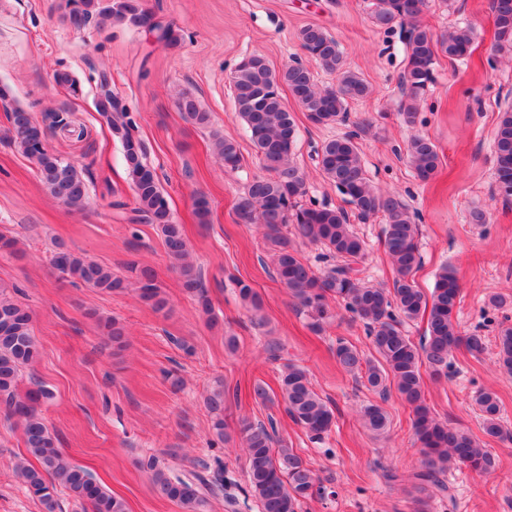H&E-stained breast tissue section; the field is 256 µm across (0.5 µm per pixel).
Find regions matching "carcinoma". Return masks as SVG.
<instances>
[{"instance_id":"obj_1","label":"carcinoma","mask_w":512,"mask_h":512,"mask_svg":"<svg viewBox=\"0 0 512 512\" xmlns=\"http://www.w3.org/2000/svg\"><path fill=\"white\" fill-rule=\"evenodd\" d=\"M371 2V19L377 27L388 32L398 25L407 33L399 112L404 123L413 126L438 59L442 56L453 62L467 59L474 32L469 27H457L440 35L434 33L420 21L427 0ZM490 9L496 51L512 50V0H491ZM63 18L79 31L92 23L107 22L137 29L150 22L153 14L143 8L141 0H64ZM153 30L158 42L165 46L180 45L182 35L173 24L157 22ZM298 40L306 56L325 71L336 74V86H318L312 72L299 60L277 71L259 53L242 57L232 71L230 89L235 110L266 171L247 185L236 207L237 223L260 224L265 228L275 278L307 310L314 331H322L333 318L330 306L333 300L342 301L353 320L362 323L379 359L364 357L356 345L339 338L334 350L336 361L347 373L362 379L365 387L380 399H386L394 389L412 407V428L423 456L422 468L414 473L416 512H431L432 499L452 498L446 481L448 470L464 466L489 473L495 470L496 459L469 432L452 428L432 414L425 399L423 372H428L435 381L448 378L452 353L463 346L473 354H481L485 340L477 334L463 336L458 330L461 288L453 270L442 267L428 294L416 284L413 274L421 265L419 225L402 200L372 185L357 142L359 132L328 139L317 153L324 177L346 197L353 213L328 205L301 204L306 185L293 158L297 124L280 88H288L310 122L327 126L347 120L349 102L368 97L371 87L359 73L346 66L339 41L324 27L307 24L299 30ZM96 90L97 98L109 104L99 114L124 149L126 171L136 200L128 221L156 226L168 256L178 267L182 288L196 298L204 313H209L210 299L202 274L185 263L187 239L181 226L173 222L157 173L145 162L143 143L133 134L134 120L127 106L112 92L107 71L97 73ZM178 108L193 124L200 127L210 124V114L200 108L193 96L182 95ZM6 119L4 140L35 163L47 192L67 206H83L88 197L85 179L72 162L43 144L48 131L69 126V113L50 112L39 122L30 112L12 109L6 111ZM213 146L224 169L239 168L242 154L235 140L217 136ZM407 159L422 183L432 180L441 165L437 145L418 134L409 140ZM494 177L499 194L511 199L512 106L500 112L496 125ZM378 214L386 220L383 246L396 272L391 289L370 285L361 277L359 264L366 245L350 222L352 215L367 220ZM288 224L296 225L301 237L325 246L335 264L321 273L313 271L282 233ZM53 267L69 282L102 292L122 291L132 279L138 285L140 298L154 311L161 312L169 305L162 286L145 267L133 264L129 266L130 277L118 276L109 267L75 255L61 245L55 252ZM425 313L428 314L426 329L416 343L407 334L405 325ZM99 327L110 337L114 348H123V327L109 317L99 319ZM497 349L499 367L511 375L512 326H501ZM39 356L30 312L0 294V402L5 405L6 418L14 420L22 430L28 453V457L13 465L16 478L40 502L43 512H60L57 497L60 489L73 500L89 506L90 512H127L122 499L108 492L86 468L73 463L60 450L58 437L46 425L39 410L40 403L51 399L52 393L39 387L23 399L16 396L22 370L36 363ZM279 386L285 413L310 437L320 440L331 431L336 407L315 391L302 367L291 362L285 364ZM224 395L221 384L205 399L213 415V434L220 441L227 438ZM474 404L481 413L486 435H506L495 393L477 392ZM360 419L377 434L384 433L388 427L386 411L377 403L364 406ZM239 434L246 448L247 490L238 485L219 456L183 475L169 473L153 456L137 461V466L150 470L157 491L180 504L185 512H203L208 497L218 495L224 496L227 512H239L241 493H253L261 512H301L303 503L309 499L336 496V491L325 486L316 470L276 437L274 424L243 420Z\"/></svg>"}]
</instances>
